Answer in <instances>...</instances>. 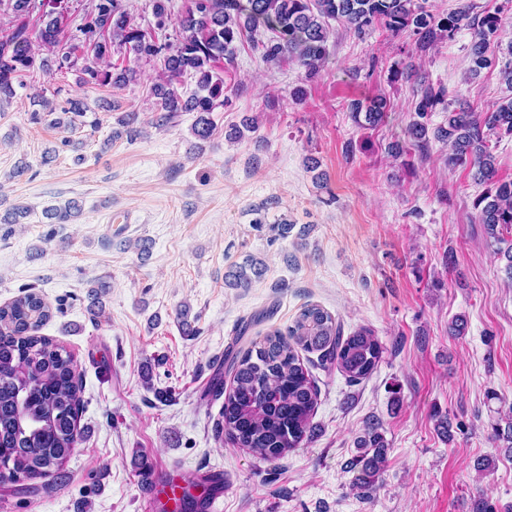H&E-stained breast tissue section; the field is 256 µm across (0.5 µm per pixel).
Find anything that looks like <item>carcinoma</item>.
I'll return each mask as SVG.
<instances>
[{
  "mask_svg": "<svg viewBox=\"0 0 512 512\" xmlns=\"http://www.w3.org/2000/svg\"><path fill=\"white\" fill-rule=\"evenodd\" d=\"M43 11L41 26L29 29L27 19L35 8ZM0 8L12 16V25L0 30V106L16 95L15 86L35 69L48 66L38 58L46 49L62 70H75L82 81L100 87L122 88L140 81L139 71L111 62L115 53H132L139 60L159 61L161 76L149 87L155 110L171 120L180 112H196L193 135L210 139L215 127L210 114L224 106V70L219 63L233 62L235 45L244 41L258 51L266 64L285 58L297 61L308 77L317 76L327 56L329 21L341 20L362 36L379 25L394 35L410 32L423 46L442 35L453 37L471 31V71L491 65V41L506 30L501 10L472 13L462 5L439 16L419 0H190L177 22L175 38L156 35L136 24L123 0H97L93 13L80 31L84 38L66 34L70 24L68 0H0ZM195 82L189 95L177 86ZM442 86L423 84L415 105V119L407 128L410 144L426 147L428 120L437 108L448 112V123L434 129L436 139L448 144V163L468 164L474 177L493 188L476 201L478 223L493 242H506L512 232V181L496 179L492 138L512 134V97L495 107L477 112L461 102L453 110ZM33 102L54 116L51 125L77 129L87 104L76 97L55 114L44 92L32 93ZM354 119L364 117L379 124L387 101L376 98L365 106L351 104ZM78 205L45 211L56 224L67 223ZM263 274V264L250 258L225 274L229 285L246 288L251 277ZM51 317L42 295L29 289L0 307V464L16 481L50 478L55 483L70 480L67 462L82 441L78 408L82 407V384L73 356L52 339L39 334ZM321 354L322 362L334 365L350 382L367 378L377 367L383 346L374 332L362 327L350 335L331 313L317 305L304 307L286 331L273 329L248 347L227 354L225 371H216L209 392L224 396L215 434L218 440L246 448L266 461H277L307 442L314 433L312 418L318 390L298 351ZM231 376L224 389V374ZM364 453L353 460L359 469L356 485L367 488L386 462V444L379 426L367 427L358 440ZM204 494L194 498L182 493L177 508L182 512H206L207 502L223 490L219 480H202Z\"/></svg>",
  "mask_w": 512,
  "mask_h": 512,
  "instance_id": "cac0c4a2",
  "label": "carcinoma"
}]
</instances>
